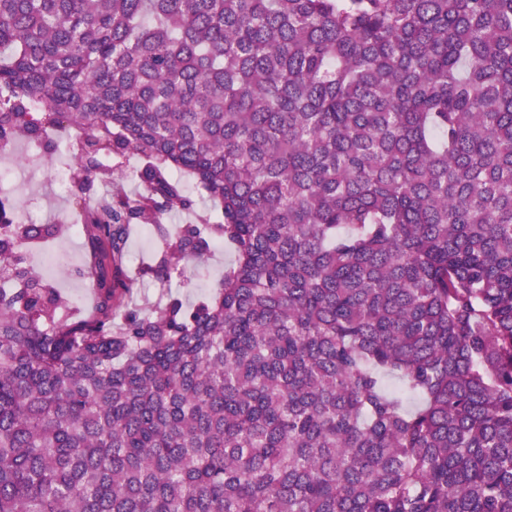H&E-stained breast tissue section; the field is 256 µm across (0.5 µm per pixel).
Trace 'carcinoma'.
<instances>
[{
    "label": "carcinoma",
    "mask_w": 512,
    "mask_h": 512,
    "mask_svg": "<svg viewBox=\"0 0 512 512\" xmlns=\"http://www.w3.org/2000/svg\"><path fill=\"white\" fill-rule=\"evenodd\" d=\"M60 129L96 314L0 199V512H512V0H0V150ZM133 222L219 287L129 307ZM232 259V252L223 245L222 249H214L205 261H189L184 277L172 284V295L187 305L193 304L224 277V266H228ZM205 277L206 284L200 285V280Z\"/></svg>",
    "instance_id": "carcinoma-1"
}]
</instances>
